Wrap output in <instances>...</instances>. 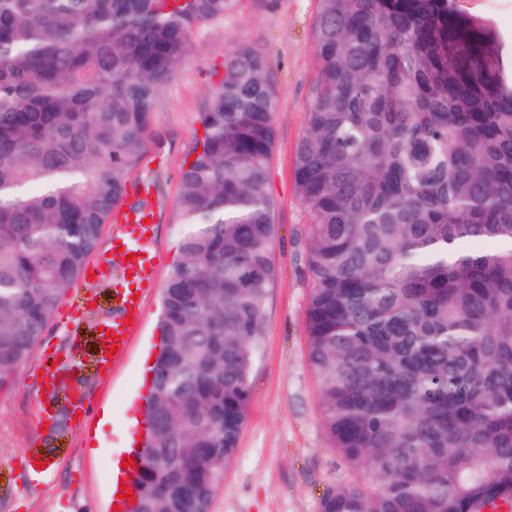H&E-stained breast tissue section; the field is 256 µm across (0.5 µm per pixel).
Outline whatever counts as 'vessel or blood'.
<instances>
[{"label":"vessel or blood","mask_w":512,"mask_h":512,"mask_svg":"<svg viewBox=\"0 0 512 512\" xmlns=\"http://www.w3.org/2000/svg\"><path fill=\"white\" fill-rule=\"evenodd\" d=\"M146 217L143 211L130 213L121 208L116 211L117 239L122 248L118 251L109 250L107 260L121 272L131 273L132 279L130 287H116L117 312L112 319L103 323L108 334L103 345L98 348L96 361L104 367L124 359L132 339L140 332L142 304L133 299V290L153 285L156 279L157 259L152 253L151 228L145 223ZM127 252L135 254V261L124 260L123 255ZM142 454V449L134 447L124 452L123 458L128 465L113 477V487H134L142 466Z\"/></svg>","instance_id":"b4317fda"}]
</instances>
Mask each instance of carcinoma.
Listing matches in <instances>:
<instances>
[{
    "mask_svg": "<svg viewBox=\"0 0 512 512\" xmlns=\"http://www.w3.org/2000/svg\"><path fill=\"white\" fill-rule=\"evenodd\" d=\"M242 0H0V389L84 277L150 119L206 21ZM294 159L320 415L357 479L320 512L512 505V79L456 0H318ZM278 97L224 55L183 163L146 459L128 512H211L276 281ZM185 487L172 498L164 488Z\"/></svg>",
    "mask_w": 512,
    "mask_h": 512,
    "instance_id": "cac0c4a2",
    "label": "carcinoma"
}]
</instances>
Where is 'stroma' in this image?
Returning <instances> with one entry per match:
<instances>
[{
  "mask_svg": "<svg viewBox=\"0 0 512 512\" xmlns=\"http://www.w3.org/2000/svg\"><path fill=\"white\" fill-rule=\"evenodd\" d=\"M457 6L490 22L506 54L512 55V0H457ZM317 10L318 0H244L235 14L194 31L195 50L162 90L146 152L130 175L131 183H153L159 210L153 231L157 280L145 292L140 333L124 360L100 374L97 325L111 317L112 284L121 278L118 270L100 264L112 242L114 226L109 223L91 256L99 264L95 278L79 281L63 296L15 385L0 391V512H112L111 459L132 435V419L144 414L137 370L143 357L155 351L162 296L179 259L183 227L176 222L175 200L180 172L202 135L200 116L222 78L224 53L241 45L265 52L279 101L269 185L277 202V280L267 303L238 452L212 512H320L327 487L354 479L322 422L305 334L311 287L308 219L295 192L293 170L317 68L311 36ZM90 296L95 299L91 306L86 303ZM54 363L72 366L67 389L43 388L41 371ZM71 388L85 401L84 418L69 411ZM43 406L54 410L48 428L39 418ZM105 407L112 420L102 424L98 418ZM30 455L46 463L48 479H30L23 465Z\"/></svg>",
  "mask_w": 512,
  "mask_h": 512,
  "instance_id": "35a3bbf8",
  "label": "stroma"
}]
</instances>
